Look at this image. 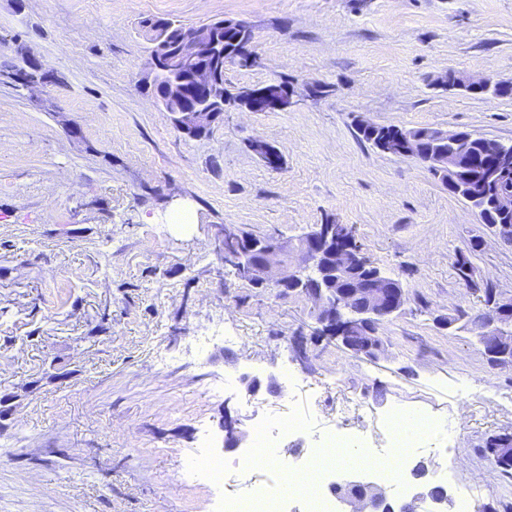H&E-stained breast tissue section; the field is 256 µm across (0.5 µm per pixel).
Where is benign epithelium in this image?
<instances>
[{
  "label": "benign epithelium",
  "instance_id": "obj_1",
  "mask_svg": "<svg viewBox=\"0 0 512 512\" xmlns=\"http://www.w3.org/2000/svg\"><path fill=\"white\" fill-rule=\"evenodd\" d=\"M217 42L211 25L197 27L180 40L173 49L161 46L151 52L148 67L151 72L166 71L179 64L191 70L195 87L198 90V109L183 114L176 122L184 132L189 126H214L219 113L213 111L211 99L217 92L218 70L216 63L207 67L198 66L207 55L217 54ZM452 85L462 87L476 95H491L504 98L512 95V82L493 81L489 78L471 79L455 76ZM294 104V87L290 84L274 82L263 90L247 89L240 103L241 112H261L265 106L281 111L290 109ZM446 139L453 145L445 153L436 156L438 166L448 169V178L456 177L462 152L455 148L457 142L446 130L434 129L430 132H409L397 140V144L386 149V153L418 159L422 155L421 143L428 138ZM253 150L261 159L276 167L278 158L273 155L274 147L268 142L255 139ZM239 237V227L224 224L217 227L215 249L218 260L224 269L237 277H243L257 288H282L286 285H303L311 280L308 272L321 265L324 256L331 258L329 268L335 276L336 287L323 286L304 289L305 296L312 302L315 313L314 335L325 336L355 356H365L364 349L374 351L376 359L383 352V343L378 336L379 327L392 316L400 313L408 301V290L402 284H390V276L375 272L372 281L360 288L344 286L347 269L354 263L355 255L350 247L336 236L327 224H317L304 233L297 242L284 238L274 240L264 249L265 259L254 258L260 245L251 241L236 251L224 253L226 238ZM498 309L492 313V319L482 328L481 351L493 369L509 368L512 362L503 359L504 343L512 340V300L496 295ZM221 428L225 432L226 443L230 447L240 444L246 435L241 419L224 412ZM484 454L495 467L512 463V432L503 431L489 440ZM332 495L343 506V512H381L382 504L388 499L384 487L361 473H349L330 485ZM415 505L422 512H445L448 506V493L439 487V494L427 488L414 493L410 499L401 502V509Z\"/></svg>",
  "mask_w": 512,
  "mask_h": 512
}]
</instances>
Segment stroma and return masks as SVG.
<instances>
[{"label": "stroma", "mask_w": 512, "mask_h": 512, "mask_svg": "<svg viewBox=\"0 0 512 512\" xmlns=\"http://www.w3.org/2000/svg\"><path fill=\"white\" fill-rule=\"evenodd\" d=\"M249 22L254 61L226 84L288 79L285 111L228 112L190 139L152 98L142 20ZM35 59L54 74L34 95L0 77V512H213L246 490L238 449L219 425L253 429L296 414L280 483L317 437L371 425L388 441L391 405L449 418L427 482L452 466L475 507L512 512V478L486 461V440L512 431V369L491 368L475 333L440 317L476 313L455 269L470 241L475 278L512 297V246L419 162L360 141L356 119L467 130L512 142V98L434 86L438 74L512 81V0H0V65ZM323 85L322 96L311 93ZM273 144L267 166L251 140ZM193 214L173 224L175 210ZM351 224L362 253L409 300L381 330L379 361L309 342L312 305L254 289L224 271L211 228L235 224L294 239ZM237 343H224L223 331ZM210 337L204 354L193 340ZM300 377L287 392L281 367ZM259 376L219 394L226 375ZM211 438L221 485L185 482L186 455Z\"/></svg>", "instance_id": "obj_1"}]
</instances>
